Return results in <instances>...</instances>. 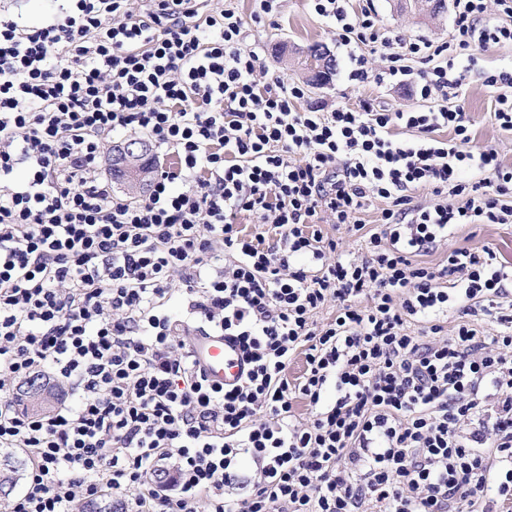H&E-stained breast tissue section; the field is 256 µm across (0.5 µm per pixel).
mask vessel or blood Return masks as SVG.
I'll return each mask as SVG.
<instances>
[{"instance_id": "obj_1", "label": "vessel or blood", "mask_w": 512, "mask_h": 512, "mask_svg": "<svg viewBox=\"0 0 512 512\" xmlns=\"http://www.w3.org/2000/svg\"><path fill=\"white\" fill-rule=\"evenodd\" d=\"M189 349L207 378L219 385L236 383L247 368L238 345L228 336L199 330L191 337Z\"/></svg>"}]
</instances>
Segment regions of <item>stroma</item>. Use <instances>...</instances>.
Listing matches in <instances>:
<instances>
[{
	"label": "stroma",
	"mask_w": 512,
	"mask_h": 512,
	"mask_svg": "<svg viewBox=\"0 0 512 512\" xmlns=\"http://www.w3.org/2000/svg\"><path fill=\"white\" fill-rule=\"evenodd\" d=\"M214 6L235 11L245 21L246 47L255 49L269 76L305 86L307 104L334 108L336 104L358 103L370 99L383 106L409 107L416 100L410 89L387 87L368 82L361 85L349 81L351 63L347 50L329 32L314 14L308 0H282L276 20L253 22L254 0H213ZM380 24L387 35L403 38L424 37L433 42L448 40L454 27L453 10L436 16L415 13L401 7L399 0H374ZM287 46L285 53H276L274 43ZM319 43L328 47L336 59V70L329 82L309 84L305 51L309 45ZM462 96L472 117V133L476 145L495 147L504 165L512 166V131H504L491 114V95L478 74H470L462 88ZM468 245L493 247L500 258L512 262V224H462L457 226L446 246L428 255L431 264L441 263L450 247Z\"/></svg>",
	"instance_id": "stroma-1"
}]
</instances>
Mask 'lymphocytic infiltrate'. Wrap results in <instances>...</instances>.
Here are the masks:
<instances>
[{
    "label": "lymphocytic infiltrate",
    "instance_id": "1",
    "mask_svg": "<svg viewBox=\"0 0 512 512\" xmlns=\"http://www.w3.org/2000/svg\"><path fill=\"white\" fill-rule=\"evenodd\" d=\"M309 2L353 81L411 87L417 106L299 108L304 88L242 48V17L203 0L0 17V448L30 462L0 512L109 494L124 512H512V264L487 246L424 260L458 225L512 224V166L473 146L457 94L476 51L512 47V0H453L437 44L385 35L373 0ZM481 78L511 131L512 67ZM117 131L177 160L134 203L100 172ZM426 187L434 202L413 204ZM326 224L364 233L363 251ZM175 292L188 328L237 342V384L175 345ZM491 314L499 331L478 330ZM37 379L61 397L30 415L15 395ZM246 458L259 477L229 497Z\"/></svg>",
    "mask_w": 512,
    "mask_h": 512
}]
</instances>
